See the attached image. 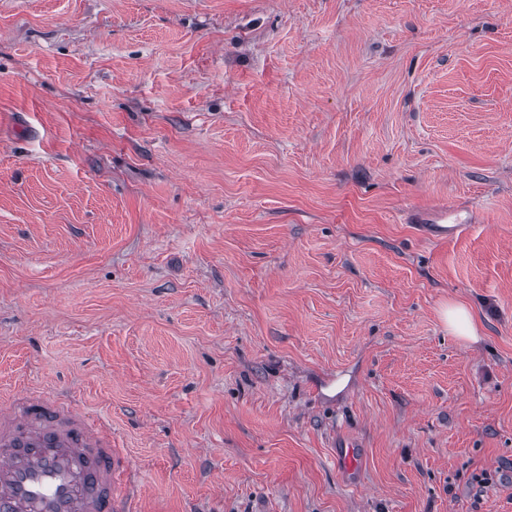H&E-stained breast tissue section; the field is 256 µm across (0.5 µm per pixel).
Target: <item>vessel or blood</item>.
Returning <instances> with one entry per match:
<instances>
[{
	"label": "vessel or blood",
	"mask_w": 512,
	"mask_h": 512,
	"mask_svg": "<svg viewBox=\"0 0 512 512\" xmlns=\"http://www.w3.org/2000/svg\"><path fill=\"white\" fill-rule=\"evenodd\" d=\"M112 424L30 391L0 404V512H131Z\"/></svg>",
	"instance_id": "1"
}]
</instances>
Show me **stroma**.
Returning a JSON list of instances; mask_svg holds the SVG:
<instances>
[{
  "label": "stroma",
  "instance_id": "obj_1",
  "mask_svg": "<svg viewBox=\"0 0 512 512\" xmlns=\"http://www.w3.org/2000/svg\"><path fill=\"white\" fill-rule=\"evenodd\" d=\"M23 389L139 512H512V0H0ZM448 323V332L460 339L476 341L479 336V324L474 313L463 304H452L443 312Z\"/></svg>",
  "mask_w": 512,
  "mask_h": 512
}]
</instances>
